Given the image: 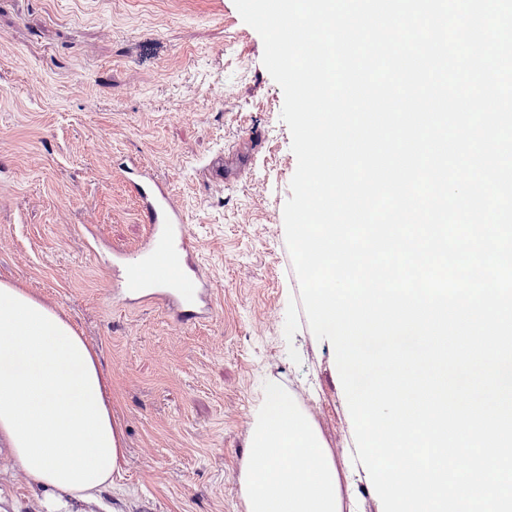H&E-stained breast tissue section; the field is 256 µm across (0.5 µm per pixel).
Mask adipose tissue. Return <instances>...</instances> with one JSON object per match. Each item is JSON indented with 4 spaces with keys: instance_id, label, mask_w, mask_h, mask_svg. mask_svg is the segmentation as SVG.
I'll return each mask as SVG.
<instances>
[{
    "instance_id": "obj_1",
    "label": "adipose tissue",
    "mask_w": 512,
    "mask_h": 512,
    "mask_svg": "<svg viewBox=\"0 0 512 512\" xmlns=\"http://www.w3.org/2000/svg\"><path fill=\"white\" fill-rule=\"evenodd\" d=\"M0 437L31 483L92 500L125 462L108 382L75 326L33 294L0 280ZM246 512H342L339 477L307 409L267 379L240 472Z\"/></svg>"
}]
</instances>
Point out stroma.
I'll return each mask as SVG.
<instances>
[{
	"instance_id": "obj_1",
	"label": "stroma",
	"mask_w": 512,
	"mask_h": 512,
	"mask_svg": "<svg viewBox=\"0 0 512 512\" xmlns=\"http://www.w3.org/2000/svg\"><path fill=\"white\" fill-rule=\"evenodd\" d=\"M234 0H0V278L57 307L95 349L121 421L115 487L79 512H245L239 476L266 378L306 406L344 503L353 422L326 345L307 330L283 208L297 167L283 92ZM227 155L236 177L207 179ZM172 186L213 289L191 326L123 307L114 250L148 225L120 165ZM0 444V512H42Z\"/></svg>"
}]
</instances>
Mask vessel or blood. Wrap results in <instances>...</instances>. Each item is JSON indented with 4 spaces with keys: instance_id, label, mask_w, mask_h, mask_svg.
<instances>
[{
    "instance_id": "vessel-or-blood-1",
    "label": "vessel or blood",
    "mask_w": 512,
    "mask_h": 512,
    "mask_svg": "<svg viewBox=\"0 0 512 512\" xmlns=\"http://www.w3.org/2000/svg\"><path fill=\"white\" fill-rule=\"evenodd\" d=\"M123 172L133 184L149 223V243L161 239L167 243L168 251L158 255V262L171 259L177 266L171 283L152 293V300L165 306L182 324L210 317L214 312L210 285L191 263L195 241L184 214L171 198L167 181L133 165L124 167Z\"/></svg>"
}]
</instances>
